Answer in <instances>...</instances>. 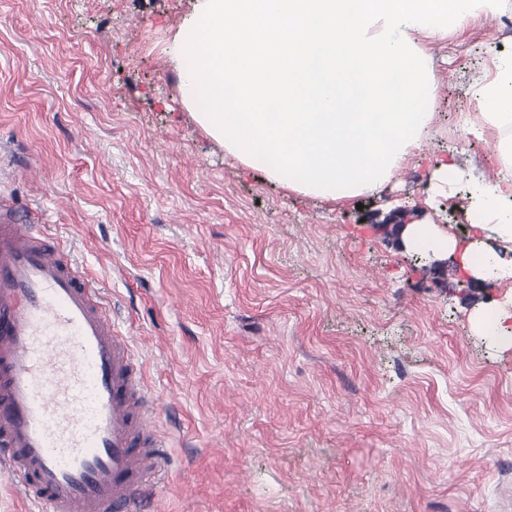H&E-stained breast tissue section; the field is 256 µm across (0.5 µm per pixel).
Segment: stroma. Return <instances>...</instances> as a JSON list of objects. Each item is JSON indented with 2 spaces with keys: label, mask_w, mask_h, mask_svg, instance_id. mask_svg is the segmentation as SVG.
<instances>
[{
  "label": "stroma",
  "mask_w": 512,
  "mask_h": 512,
  "mask_svg": "<svg viewBox=\"0 0 512 512\" xmlns=\"http://www.w3.org/2000/svg\"><path fill=\"white\" fill-rule=\"evenodd\" d=\"M192 0H0V204L100 288L157 404L162 486L139 512H512V350L469 323L505 286L387 224L474 231L436 161L494 177L458 124L512 53V0L425 43L435 114L375 196L294 193L226 155L165 49Z\"/></svg>",
  "instance_id": "obj_1"
}]
</instances>
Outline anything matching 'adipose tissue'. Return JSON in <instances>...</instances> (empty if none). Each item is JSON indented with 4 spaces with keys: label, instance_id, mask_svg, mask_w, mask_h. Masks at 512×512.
Segmentation results:
<instances>
[{
    "label": "adipose tissue",
    "instance_id": "obj_1",
    "mask_svg": "<svg viewBox=\"0 0 512 512\" xmlns=\"http://www.w3.org/2000/svg\"><path fill=\"white\" fill-rule=\"evenodd\" d=\"M501 0H195L167 46L180 101L227 153L289 191L339 201L377 192L413 156L431 124L435 66L421 40L463 35ZM235 63L225 66V55ZM460 122L497 140L492 181L439 162L434 186L466 183L462 243L432 223L400 230L405 248L452 259L470 279H512V54L471 86ZM474 331L512 348V301H482Z\"/></svg>",
    "mask_w": 512,
    "mask_h": 512
}]
</instances>
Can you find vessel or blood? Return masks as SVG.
Masks as SVG:
<instances>
[{
	"label": "vessel or blood",
	"instance_id": "vessel-or-blood-1",
	"mask_svg": "<svg viewBox=\"0 0 512 512\" xmlns=\"http://www.w3.org/2000/svg\"><path fill=\"white\" fill-rule=\"evenodd\" d=\"M140 367L55 238L0 207V462L34 512H131L163 443Z\"/></svg>",
	"mask_w": 512,
	"mask_h": 512
}]
</instances>
